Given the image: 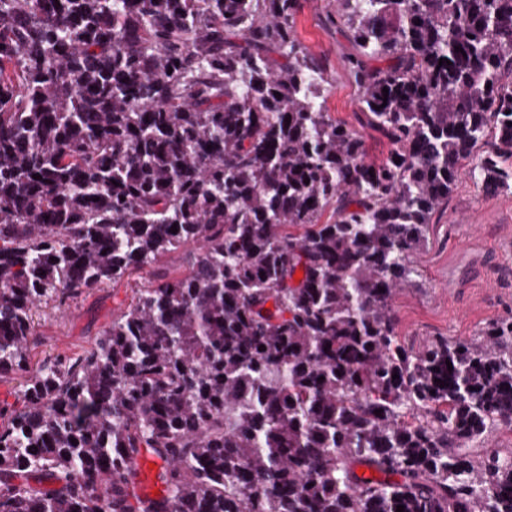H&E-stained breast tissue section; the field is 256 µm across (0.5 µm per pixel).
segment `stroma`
Returning <instances> with one entry per match:
<instances>
[{"label": "stroma", "mask_w": 512, "mask_h": 512, "mask_svg": "<svg viewBox=\"0 0 512 512\" xmlns=\"http://www.w3.org/2000/svg\"><path fill=\"white\" fill-rule=\"evenodd\" d=\"M328 2L300 0L296 37L327 73L328 111L362 138L367 161L379 163L391 145L359 123V92L345 63L354 47L346 31L326 21ZM413 261L416 281L395 298L397 331L407 341L419 345L437 336L468 338L512 316V189L483 192L468 171H461L447 204L432 217L426 247ZM150 285L151 269L144 266L63 307L41 306L34 315V360L82 352L136 289Z\"/></svg>", "instance_id": "1"}]
</instances>
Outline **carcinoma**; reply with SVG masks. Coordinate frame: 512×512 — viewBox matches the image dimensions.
<instances>
[{"label":"carcinoma","instance_id":"cac0c4a2","mask_svg":"<svg viewBox=\"0 0 512 512\" xmlns=\"http://www.w3.org/2000/svg\"><path fill=\"white\" fill-rule=\"evenodd\" d=\"M297 6L0 0V376L24 379L0 512H512V460L468 452L512 426V319L416 347L394 306L463 162L512 187V0L328 5L379 164L320 102ZM189 241L90 349L31 365L41 304Z\"/></svg>","mask_w":512,"mask_h":512}]
</instances>
